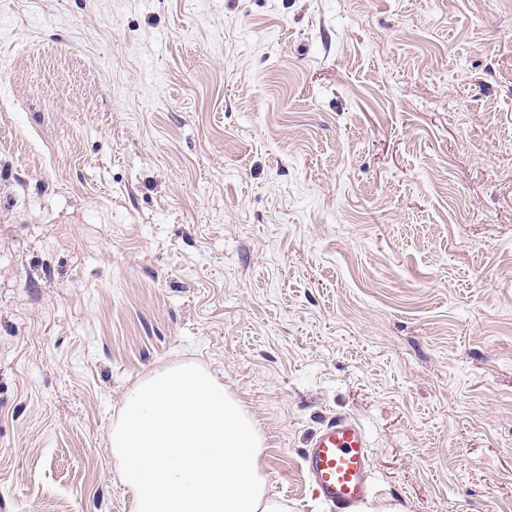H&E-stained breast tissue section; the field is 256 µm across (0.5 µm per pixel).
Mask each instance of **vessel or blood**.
Returning a JSON list of instances; mask_svg holds the SVG:
<instances>
[{"label": "vessel or blood", "mask_w": 512, "mask_h": 512, "mask_svg": "<svg viewBox=\"0 0 512 512\" xmlns=\"http://www.w3.org/2000/svg\"><path fill=\"white\" fill-rule=\"evenodd\" d=\"M301 470L312 497L332 512H361L375 494L370 439L351 418L330 419L313 434Z\"/></svg>", "instance_id": "b4317fda"}]
</instances>
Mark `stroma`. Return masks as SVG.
Listing matches in <instances>:
<instances>
[{"mask_svg": "<svg viewBox=\"0 0 512 512\" xmlns=\"http://www.w3.org/2000/svg\"><path fill=\"white\" fill-rule=\"evenodd\" d=\"M182 362L312 499L512 512V0H0V512H132L125 392ZM311 496L333 512H361L375 494L372 448L364 426L337 417L311 437L301 455Z\"/></svg>", "mask_w": 512, "mask_h": 512, "instance_id": "1", "label": "stroma"}]
</instances>
